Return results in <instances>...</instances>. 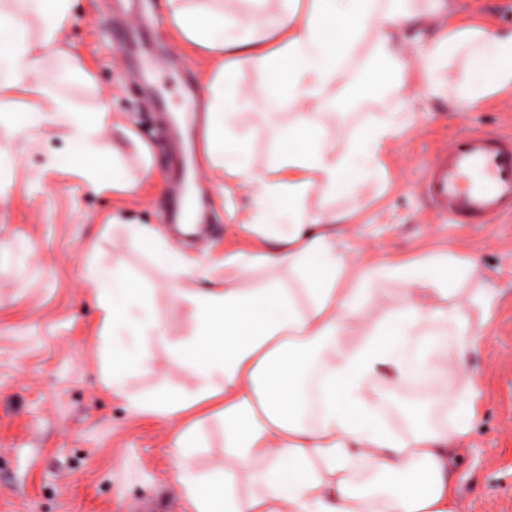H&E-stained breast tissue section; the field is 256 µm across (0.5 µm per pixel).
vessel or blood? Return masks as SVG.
<instances>
[{
  "label": "vessel or blood",
  "mask_w": 512,
  "mask_h": 512,
  "mask_svg": "<svg viewBox=\"0 0 512 512\" xmlns=\"http://www.w3.org/2000/svg\"><path fill=\"white\" fill-rule=\"evenodd\" d=\"M420 190L428 210L443 223L512 220V129L450 138L428 162Z\"/></svg>",
  "instance_id": "1"
}]
</instances>
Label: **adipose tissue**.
Instances as JSON below:
<instances>
[{
	"instance_id": "obj_1",
	"label": "adipose tissue",
	"mask_w": 512,
	"mask_h": 512,
	"mask_svg": "<svg viewBox=\"0 0 512 512\" xmlns=\"http://www.w3.org/2000/svg\"><path fill=\"white\" fill-rule=\"evenodd\" d=\"M279 2L257 36L239 31L223 0H167L184 39L213 55L203 83L208 170L223 190L242 180L254 185V213L241 225L253 246L207 265L155 231L128 225L131 243L168 273L169 297L190 311L194 330L186 342H168L151 290L102 268L96 287L103 322L116 336L153 337L196 387L155 397L130 392L123 346L112 349L108 386L130 408L172 422L175 479L192 512H457L453 469L476 418L475 400L469 390L440 387L430 354L454 353L457 374L468 375L465 354L479 333L473 310H490L493 297L464 294L459 285L482 270L481 257L428 254L401 263L356 253L336 235L346 214L305 207L311 192L332 198L382 173L383 152L399 130L396 113L365 122L342 151L328 141L327 120L348 100L402 87L403 43L421 34L425 15L415 0H310L303 10L299 0ZM71 7L72 0H0V95L29 94V122L64 118L73 154L105 155L109 108L89 118L50 96L41 79L46 55L64 52ZM366 44L376 66L345 81L348 61ZM419 58L431 93L444 63H486L483 79L465 74L452 88L471 107L512 88V33L453 23ZM245 67L270 75L257 95L285 97L295 107L268 173L252 166L246 136L234 127L248 104L234 84ZM386 279L399 283L400 295L382 317L367 319L366 307L378 299L374 286ZM384 377L413 383L429 403L451 405V424L415 412L412 428H390L381 418ZM193 410L224 423V459L205 473L195 463ZM245 480L257 492L241 494Z\"/></svg>"
}]
</instances>
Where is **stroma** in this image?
Here are the masks:
<instances>
[{"label": "stroma", "mask_w": 512, "mask_h": 512, "mask_svg": "<svg viewBox=\"0 0 512 512\" xmlns=\"http://www.w3.org/2000/svg\"><path fill=\"white\" fill-rule=\"evenodd\" d=\"M133 4L118 17L116 0H73L70 56L46 62L51 93L87 112L103 104L111 110L113 163L85 159L69 167L61 125L19 126L0 161V512H138L141 503L164 494L173 512H187L174 478L170 421L131 409L105 384L103 350L113 339L100 333L94 274L98 266L115 267L135 286L153 289L169 341L187 339L193 328L188 310L171 303L163 271L133 247L125 227L154 228L189 257L220 258L250 244L236 224L252 208V190L236 186L226 196L200 181L205 234L183 237L164 222L175 185L166 174L165 152L155 144L157 111L135 61L118 49L116 31L137 35L165 63L167 109L184 114L190 127L198 125L199 113L188 108L187 94L199 92L209 54L177 36L165 0ZM422 6L430 36L452 17L497 34L512 32V15L489 11L481 0H423ZM74 60L90 83L71 69ZM290 110L284 99L250 101L242 127L256 165H272ZM380 112L397 113L401 131L383 174L337 195L336 210L353 215L340 242L405 261L428 250L480 254L484 275L467 286L489 289L496 303L477 347L466 355L479 410L457 450L458 512H512V223L439 224L419 193L423 170L445 139L512 121V90L467 108L411 80L404 89L351 102L330 125V139L346 149L360 125ZM116 164L136 185L135 195L88 190L83 169L98 167L108 178ZM138 349L156 363L129 372L130 391L190 388L180 362L163 346L142 342ZM200 420L196 461L206 471L224 457V428L217 418L204 414Z\"/></svg>", "instance_id": "stroma-1"}]
</instances>
